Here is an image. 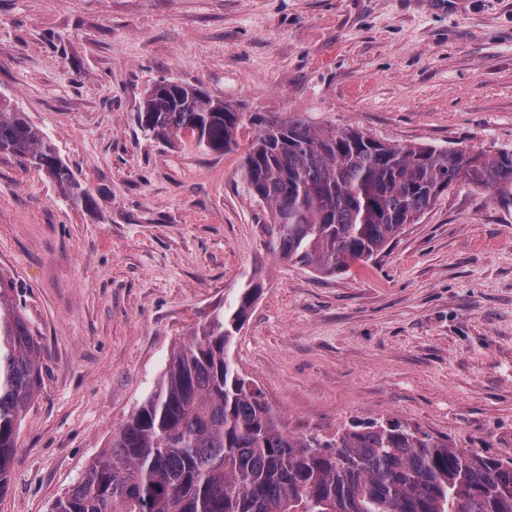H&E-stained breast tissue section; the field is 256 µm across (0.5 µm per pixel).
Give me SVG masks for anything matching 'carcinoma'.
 I'll list each match as a JSON object with an SVG mask.
<instances>
[{
    "label": "carcinoma",
    "instance_id": "carcinoma-1",
    "mask_svg": "<svg viewBox=\"0 0 512 512\" xmlns=\"http://www.w3.org/2000/svg\"><path fill=\"white\" fill-rule=\"evenodd\" d=\"M135 120L163 142L229 153L258 128L241 169L271 207L279 257L342 273L371 259L448 190L473 186L512 206V151L379 140L302 117H249L163 78ZM0 153L45 174L74 204L96 206L52 139L0 98ZM256 288L240 293L165 372L51 512H512V460L462 450L399 419L326 438L295 435L228 357ZM0 278V497L40 386L38 341Z\"/></svg>",
    "mask_w": 512,
    "mask_h": 512
}]
</instances>
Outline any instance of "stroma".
Returning a JSON list of instances; mask_svg holds the SVG:
<instances>
[{
	"instance_id": "obj_1",
	"label": "stroma",
	"mask_w": 512,
	"mask_h": 512,
	"mask_svg": "<svg viewBox=\"0 0 512 512\" xmlns=\"http://www.w3.org/2000/svg\"><path fill=\"white\" fill-rule=\"evenodd\" d=\"M163 77L268 120L512 151V0H0V95L97 200L0 155V277L42 369L0 512H50L173 347L254 285L230 355L288 431L397 418L512 459V208L458 187L320 275L271 251L241 150L141 132Z\"/></svg>"
}]
</instances>
